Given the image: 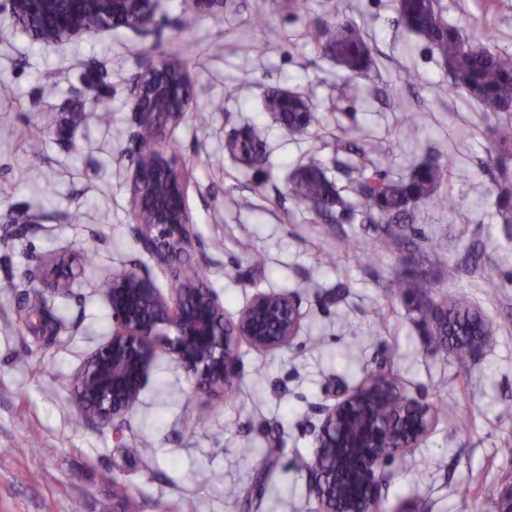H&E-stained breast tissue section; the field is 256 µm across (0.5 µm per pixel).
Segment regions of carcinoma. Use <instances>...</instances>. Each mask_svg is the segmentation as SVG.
<instances>
[{
	"label": "carcinoma",
	"mask_w": 512,
	"mask_h": 512,
	"mask_svg": "<svg viewBox=\"0 0 512 512\" xmlns=\"http://www.w3.org/2000/svg\"><path fill=\"white\" fill-rule=\"evenodd\" d=\"M398 22L423 38L437 51L448 69L454 88L475 100L484 112H512V54L499 53L474 42L463 29L447 22L437 0H397ZM314 40L337 65L354 75L366 73L374 64L373 51L359 26L351 21H337L318 29ZM265 108L292 132L308 129L318 117L301 94L281 89L270 90ZM243 134L228 141L231 156L248 169L263 172L270 164V154L261 130L254 125L241 128ZM496 154L499 178L496 206L503 222H512V120L504 118L490 129ZM442 170L436 164L418 166L409 177L392 180L378 171L361 173L352 190L363 209L378 215L387 224H408L417 203L438 200L437 189ZM296 204L312 210L328 221L339 218L346 210L340 191L329 180L318 158L312 157L295 168L290 176ZM419 284L406 278L395 282V293L407 302ZM421 321L431 324V334L442 346L465 365L479 350V345L493 336L485 314L465 302L451 301L446 307L416 305ZM364 494L360 478L336 488L341 512L358 506Z\"/></svg>",
	"instance_id": "carcinoma-1"
}]
</instances>
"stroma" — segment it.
<instances>
[{
  "instance_id": "1",
  "label": "stroma",
  "mask_w": 512,
  "mask_h": 512,
  "mask_svg": "<svg viewBox=\"0 0 512 512\" xmlns=\"http://www.w3.org/2000/svg\"><path fill=\"white\" fill-rule=\"evenodd\" d=\"M438 4L474 41L512 54V0ZM338 17L353 20L373 49L366 76L351 77L313 40ZM162 56L195 90L162 142L190 172L194 239L184 262L198 267L229 319L270 291L298 300L303 319L287 348L240 346L229 397L197 392L158 353L132 410L103 427L80 418L68 384L112 333L97 282L135 269L162 294L173 286L133 234L129 187L137 130L129 83ZM276 87L303 94L318 123L301 134L282 126L263 107ZM491 122L453 89L438 53L398 23L396 0H308L301 14L288 0H224L188 16L181 0H163L143 29L57 46L0 21V512H321L305 466L322 410L378 371L436 408L425 441L382 464L380 512H482L486 498L512 486V223L495 204ZM247 123L271 152L262 174L225 148ZM33 126L40 137H29ZM348 130L359 152L337 149ZM312 155L348 204L342 223L298 208L290 192L291 172ZM425 162L443 170L440 201L417 204L411 223L389 229L362 212L350 171L397 179ZM391 234L401 246L388 244ZM347 239L370 243L376 261L346 250ZM60 254L82 261L70 290L48 298L62 328L29 332L18 306L39 293L40 265ZM256 254L263 265H253ZM405 274L417 275L422 299L484 310L493 340L474 361L459 365L431 342L394 293ZM490 277L493 296L484 292Z\"/></svg>"
}]
</instances>
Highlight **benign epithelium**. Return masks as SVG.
<instances>
[{
    "mask_svg": "<svg viewBox=\"0 0 512 512\" xmlns=\"http://www.w3.org/2000/svg\"><path fill=\"white\" fill-rule=\"evenodd\" d=\"M159 0H10L8 18L23 32L45 44H58L119 28L141 29L151 23ZM130 95L138 127L154 130V138L139 144L138 154L159 159L152 171L140 162L130 177L131 201L138 239L158 264L174 268L171 297H165L150 277L129 270L112 276L106 301L112 313V335L74 371V389L81 414L103 426L123 417L137 402L158 352L163 351L210 397L224 394L239 376L238 346L256 349L287 347L297 336L301 314L290 298L259 293L237 320L224 318L216 295L200 283L182 284L181 268L173 267L192 244L193 225L186 200L187 175L155 144L169 122L179 121L193 99V85L172 60L156 64L133 78ZM71 284V260L56 257L45 265L41 286L58 290ZM363 388L345 395L326 409L308 465L312 488L325 512H336V483L352 468L360 475L366 496L362 512H378L385 453H404L421 444L432 426L431 416L407 412L398 402L380 401L363 424L357 404ZM338 448H364L350 457Z\"/></svg>",
    "mask_w": 512,
    "mask_h": 512,
    "instance_id": "benign-epithelium-1",
    "label": "benign epithelium"
}]
</instances>
